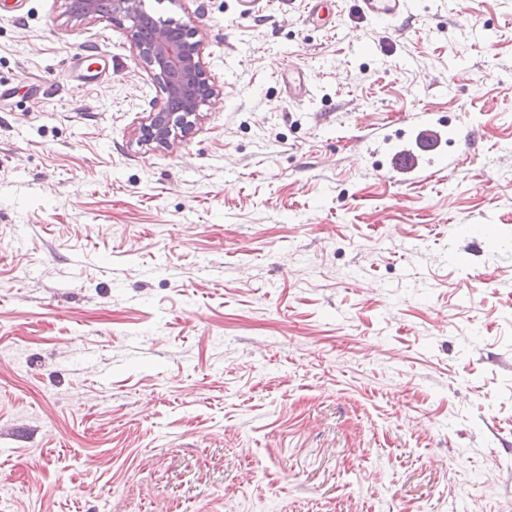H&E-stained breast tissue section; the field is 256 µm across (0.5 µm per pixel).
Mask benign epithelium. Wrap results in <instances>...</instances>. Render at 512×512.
I'll list each match as a JSON object with an SVG mask.
<instances>
[{"label":"benign epithelium","instance_id":"7a95c632","mask_svg":"<svg viewBox=\"0 0 512 512\" xmlns=\"http://www.w3.org/2000/svg\"><path fill=\"white\" fill-rule=\"evenodd\" d=\"M110 3L112 22L120 26L130 23L129 32L139 57L166 93L163 104L141 123V140L170 146L190 136L199 120L200 107L214 93L204 77L201 42L192 40L189 30L180 31L165 23L143 34L135 23L139 0ZM102 4L103 0H69V12L80 19L102 16Z\"/></svg>","mask_w":512,"mask_h":512}]
</instances>
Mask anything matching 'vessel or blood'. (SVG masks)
I'll use <instances>...</instances> for the list:
<instances>
[{
	"label": "vessel or blood",
	"instance_id": "1",
	"mask_svg": "<svg viewBox=\"0 0 512 512\" xmlns=\"http://www.w3.org/2000/svg\"><path fill=\"white\" fill-rule=\"evenodd\" d=\"M305 24L332 29L333 18L328 8L329 0H305ZM415 0H357L358 10L380 24L399 26L410 17ZM282 80L291 98L303 100L312 94L308 75L296 63H289ZM413 138L409 146L392 154L389 170L401 178L424 171H441L448 165L446 146L448 132L441 122L433 121L426 112L415 113L412 123Z\"/></svg>",
	"mask_w": 512,
	"mask_h": 512
}]
</instances>
